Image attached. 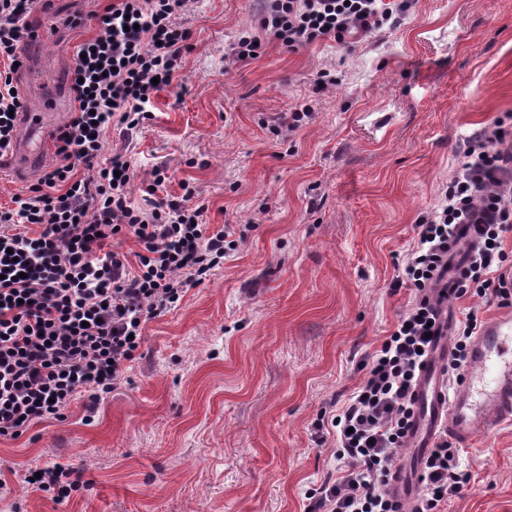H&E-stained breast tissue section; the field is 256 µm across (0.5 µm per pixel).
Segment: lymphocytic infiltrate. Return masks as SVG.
<instances>
[{"instance_id":"lymphocytic-infiltrate-1","label":"lymphocytic infiltrate","mask_w":512,"mask_h":512,"mask_svg":"<svg viewBox=\"0 0 512 512\" xmlns=\"http://www.w3.org/2000/svg\"><path fill=\"white\" fill-rule=\"evenodd\" d=\"M185 0H109L88 16L50 15L49 30L94 19V35L77 46L71 119L55 134L57 163L0 207V437L60 420L80 394L95 411L102 394L124 378L148 318L175 308L237 247L233 228H210L206 209L185 188L159 198L168 174L153 173L143 203L131 198L130 165L122 154L102 159L112 128L130 132L150 119L148 101L169 84L188 50L174 23ZM49 0H0V158L13 144L24 104L15 91L18 63L38 33L29 23ZM401 0H265L262 27L287 47L345 43L405 18ZM512 131L495 119L467 135L458 163L431 217L418 226L398 283L415 301L380 347L364 360L363 382L339 412L329 413L336 475L309 493L304 512H408L390 488L396 452L407 437L413 396L442 328L443 285L454 298L493 293L512 306V270L503 264V236L512 230ZM473 235L453 265L452 245ZM130 237L134 258L112 251ZM469 478L459 451L439 435L409 512H442ZM79 485L70 467H42L32 491L69 500Z\"/></svg>"}]
</instances>
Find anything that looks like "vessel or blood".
<instances>
[{
    "mask_svg": "<svg viewBox=\"0 0 512 512\" xmlns=\"http://www.w3.org/2000/svg\"><path fill=\"white\" fill-rule=\"evenodd\" d=\"M23 135L17 139L13 157L18 168L41 166L52 145V133L38 113L21 118ZM448 329L435 337L431 353L415 389L414 418L407 434L409 450L398 463L392 488L405 504L420 493L422 463L434 439L447 433L449 439L466 445L512 421V312L490 319L472 343L465 372L448 381L450 354Z\"/></svg>",
    "mask_w": 512,
    "mask_h": 512,
    "instance_id": "obj_1",
    "label": "vessel or blood"
}]
</instances>
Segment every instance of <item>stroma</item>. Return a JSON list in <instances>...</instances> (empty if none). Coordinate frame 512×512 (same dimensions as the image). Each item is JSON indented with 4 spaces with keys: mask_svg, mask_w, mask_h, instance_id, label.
<instances>
[{
    "mask_svg": "<svg viewBox=\"0 0 512 512\" xmlns=\"http://www.w3.org/2000/svg\"><path fill=\"white\" fill-rule=\"evenodd\" d=\"M403 24L346 44L288 49L260 24L262 0H187L189 51L129 137L105 155L131 165L141 201L196 190L235 251L175 309L148 319L139 355L102 395L60 421L0 438V512H303L336 469L322 411L361 383L363 358L414 296L393 282L416 226L473 130L512 126V0H406ZM43 30V14L31 17ZM93 22L33 46L18 87L30 108L69 96L75 47ZM259 55L233 57L244 33ZM335 85L317 91L321 72ZM311 105L288 136L283 113ZM53 462L80 476L66 504L23 487ZM471 475L446 512H512V423L465 447Z\"/></svg>",
    "mask_w": 512,
    "mask_h": 512,
    "instance_id": "obj_1",
    "label": "stroma"
}]
</instances>
